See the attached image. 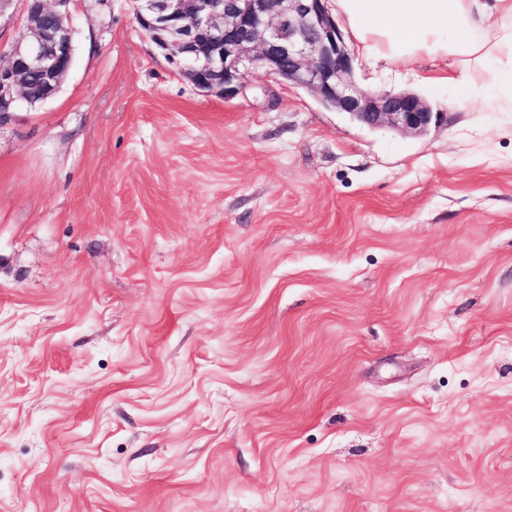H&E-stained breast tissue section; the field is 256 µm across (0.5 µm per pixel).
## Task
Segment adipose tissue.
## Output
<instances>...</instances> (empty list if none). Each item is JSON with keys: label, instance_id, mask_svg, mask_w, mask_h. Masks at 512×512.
<instances>
[{"label": "adipose tissue", "instance_id": "ef3b65f1", "mask_svg": "<svg viewBox=\"0 0 512 512\" xmlns=\"http://www.w3.org/2000/svg\"><path fill=\"white\" fill-rule=\"evenodd\" d=\"M360 58L401 71L421 58L448 63L463 82L494 59L503 102H512V0H334Z\"/></svg>", "mask_w": 512, "mask_h": 512}]
</instances>
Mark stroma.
<instances>
[{
	"mask_svg": "<svg viewBox=\"0 0 512 512\" xmlns=\"http://www.w3.org/2000/svg\"><path fill=\"white\" fill-rule=\"evenodd\" d=\"M0 127V512H512V112L424 58L422 135L254 74L199 92L131 0Z\"/></svg>",
	"mask_w": 512,
	"mask_h": 512,
	"instance_id": "obj_1",
	"label": "stroma"
}]
</instances>
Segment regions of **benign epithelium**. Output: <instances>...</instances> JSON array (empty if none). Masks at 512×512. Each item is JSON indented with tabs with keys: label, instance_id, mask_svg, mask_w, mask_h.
<instances>
[{
	"label": "benign epithelium",
	"instance_id": "1",
	"mask_svg": "<svg viewBox=\"0 0 512 512\" xmlns=\"http://www.w3.org/2000/svg\"><path fill=\"white\" fill-rule=\"evenodd\" d=\"M71 0H23L26 34L0 63V125L52 97L73 61ZM137 23L196 89L243 94L258 70L360 124L425 133L441 113L413 92L369 94L328 0H134Z\"/></svg>",
	"mask_w": 512,
	"mask_h": 512
}]
</instances>
